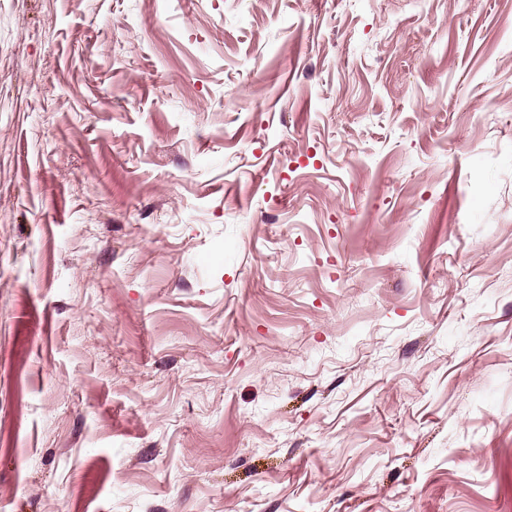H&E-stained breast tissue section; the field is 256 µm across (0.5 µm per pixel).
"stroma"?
I'll return each mask as SVG.
<instances>
[{"mask_svg":"<svg viewBox=\"0 0 512 512\" xmlns=\"http://www.w3.org/2000/svg\"><path fill=\"white\" fill-rule=\"evenodd\" d=\"M0 512H512V0H0Z\"/></svg>","mask_w":512,"mask_h":512,"instance_id":"1","label":"stroma"}]
</instances>
